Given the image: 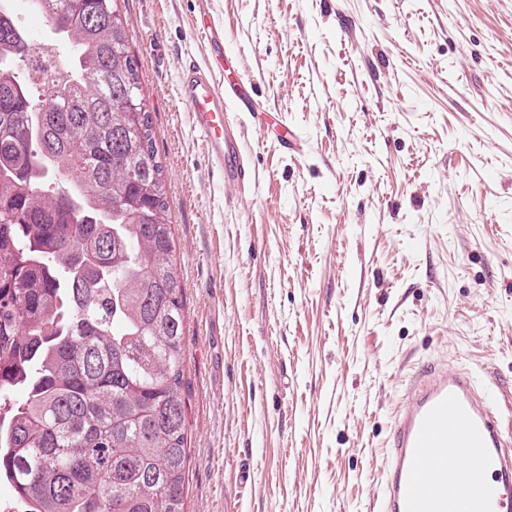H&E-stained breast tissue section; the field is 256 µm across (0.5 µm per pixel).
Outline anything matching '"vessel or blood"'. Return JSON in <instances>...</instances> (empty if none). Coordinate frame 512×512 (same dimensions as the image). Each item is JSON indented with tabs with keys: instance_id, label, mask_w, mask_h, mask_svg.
<instances>
[{
	"instance_id": "b4317fda",
	"label": "vessel or blood",
	"mask_w": 512,
	"mask_h": 512,
	"mask_svg": "<svg viewBox=\"0 0 512 512\" xmlns=\"http://www.w3.org/2000/svg\"><path fill=\"white\" fill-rule=\"evenodd\" d=\"M195 27L207 59H178L179 95L212 167L225 183L241 185L247 171L228 113L255 110V83L221 77L220 24L205 16ZM500 406L467 370L420 369L391 422L379 512H512V427Z\"/></svg>"
}]
</instances>
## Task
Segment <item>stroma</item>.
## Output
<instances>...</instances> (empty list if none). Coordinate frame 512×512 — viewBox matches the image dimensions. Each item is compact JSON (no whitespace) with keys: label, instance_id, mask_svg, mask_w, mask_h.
<instances>
[{"label":"stroma","instance_id":"stroma-1","mask_svg":"<svg viewBox=\"0 0 512 512\" xmlns=\"http://www.w3.org/2000/svg\"><path fill=\"white\" fill-rule=\"evenodd\" d=\"M122 7L186 316L184 512H372L424 362L512 402V0H208L262 100L244 188L178 95L197 0Z\"/></svg>","mask_w":512,"mask_h":512}]
</instances>
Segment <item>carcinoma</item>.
<instances>
[{"mask_svg": "<svg viewBox=\"0 0 512 512\" xmlns=\"http://www.w3.org/2000/svg\"><path fill=\"white\" fill-rule=\"evenodd\" d=\"M29 2L75 54L34 100L0 9V484L23 512H184V305L125 16Z\"/></svg>", "mask_w": 512, "mask_h": 512, "instance_id": "cac0c4a2", "label": "carcinoma"}]
</instances>
